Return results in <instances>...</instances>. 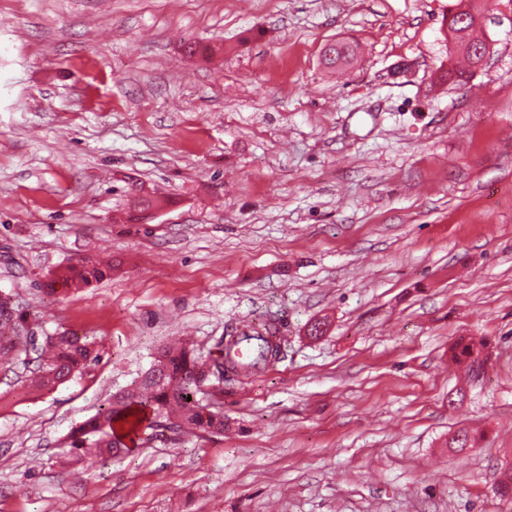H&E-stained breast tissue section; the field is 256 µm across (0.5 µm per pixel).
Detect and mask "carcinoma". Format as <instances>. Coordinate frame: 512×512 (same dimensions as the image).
<instances>
[{"label": "carcinoma", "mask_w": 512, "mask_h": 512, "mask_svg": "<svg viewBox=\"0 0 512 512\" xmlns=\"http://www.w3.org/2000/svg\"><path fill=\"white\" fill-rule=\"evenodd\" d=\"M478 24L448 23L442 19L443 31L452 33L453 44L466 43L478 47L485 41L476 35ZM358 54V45L345 42L331 44L325 49V60L330 66L341 69L353 64ZM112 272V266L94 258L78 264L59 268L53 283L66 289L87 288L104 279ZM12 303L11 296L0 294V356L9 359L28 349V342L16 336L17 317L6 312L5 305ZM274 323L258 321L249 337L254 343V356L248 361L240 360L235 345L243 332L224 337L222 355L213 362V369L206 370L205 362L196 356L194 345L185 341L176 346H165L144 379L131 391L115 398L104 411L86 418L75 426L62 445L64 455L82 459L112 457L122 451L121 442L114 432V424L139 412L154 415V431L197 430L204 433L224 431V411L218 402L199 403L201 385L211 374L219 384L230 376H247L266 369L277 359L281 342L272 339ZM40 364L34 387L52 391L99 362V354L83 337L64 330L45 339L44 345L34 348ZM453 359L466 367L467 373L475 375L483 364L481 348L470 341L452 351Z\"/></svg>", "instance_id": "1"}]
</instances>
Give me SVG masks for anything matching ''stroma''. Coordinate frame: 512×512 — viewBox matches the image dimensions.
I'll list each match as a JSON object with an SVG mask.
<instances>
[{
  "mask_svg": "<svg viewBox=\"0 0 512 512\" xmlns=\"http://www.w3.org/2000/svg\"><path fill=\"white\" fill-rule=\"evenodd\" d=\"M455 0H0V292L98 363L51 392L0 364V512H512V0L463 85ZM359 45L327 68L323 46ZM216 47L191 57L188 44ZM168 196L126 219L137 188ZM112 276L54 297L52 273ZM282 353L224 383V431L59 455L162 345ZM324 321L322 336H308ZM484 345L467 376L449 348ZM463 391L465 398L449 404ZM476 431L475 447L449 437ZM112 272L110 264L94 258L81 260L80 263L59 268L55 273L52 285L60 284L63 289L88 288L94 282L107 277Z\"/></svg>",
  "mask_w": 512,
  "mask_h": 512,
  "instance_id": "obj_1",
  "label": "stroma"
}]
</instances>
